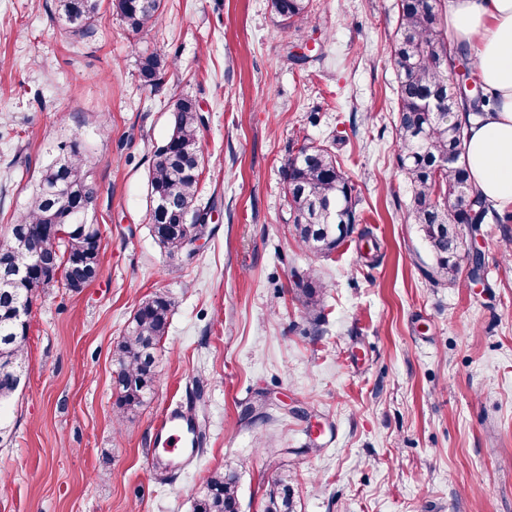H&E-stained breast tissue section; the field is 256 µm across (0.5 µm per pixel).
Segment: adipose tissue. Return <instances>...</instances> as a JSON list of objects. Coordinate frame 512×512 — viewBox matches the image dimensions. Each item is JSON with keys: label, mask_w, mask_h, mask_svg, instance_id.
Returning a JSON list of instances; mask_svg holds the SVG:
<instances>
[{"label": "adipose tissue", "mask_w": 512, "mask_h": 512, "mask_svg": "<svg viewBox=\"0 0 512 512\" xmlns=\"http://www.w3.org/2000/svg\"><path fill=\"white\" fill-rule=\"evenodd\" d=\"M448 28L467 43L497 99L471 123L465 159L470 183L498 207H512V0H449Z\"/></svg>", "instance_id": "adipose-tissue-1"}]
</instances>
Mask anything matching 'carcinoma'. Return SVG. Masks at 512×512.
I'll list each match as a JSON object with an SVG mask.
<instances>
[{
	"label": "carcinoma",
	"instance_id": "cac0c4a2",
	"mask_svg": "<svg viewBox=\"0 0 512 512\" xmlns=\"http://www.w3.org/2000/svg\"><path fill=\"white\" fill-rule=\"evenodd\" d=\"M101 0H59V12L74 32L98 20ZM437 0H399L392 39L397 87L398 171L411 190L408 219L418 225L434 257L437 277L456 279L464 251L461 228L500 214L469 182L465 163L468 121L485 118L494 99L480 71L461 45H448ZM112 8L131 31L145 32L160 16L162 0H111ZM310 0H272L287 28L308 19ZM169 63L156 49L139 59L144 81L159 86ZM474 88L465 98L467 81ZM173 129L157 150L149 173L150 199L171 205L149 209L155 242L167 254L187 251L188 233L202 232L207 213L195 208L204 169L199 133L202 116L196 102L175 99ZM89 159L78 138L59 147L42 171L27 206L9 228L8 237L21 243L20 260L30 274L7 290L0 289V443L11 434L9 410L25 385L29 325L16 317L20 304L34 302L59 283L79 290L76 282H92L100 272L101 232L81 209L84 197L96 194L89 180ZM283 186L298 243L318 258L336 252L353 233L358 198L355 186L336 152L324 144L304 143L287 160ZM305 313L319 318L323 285L315 270L296 282ZM176 307L174 297L157 293L143 301L112 352L115 366L114 416L121 422L148 403L155 393L157 352L167 336ZM238 476L224 469L210 471L194 500L193 512H238ZM264 512H297L288 476L273 482Z\"/></svg>",
	"mask_w": 512,
	"mask_h": 512
}]
</instances>
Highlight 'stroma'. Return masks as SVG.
I'll use <instances>...</instances> for the list:
<instances>
[{
  "instance_id": "obj_1",
  "label": "stroma",
  "mask_w": 512,
  "mask_h": 512,
  "mask_svg": "<svg viewBox=\"0 0 512 512\" xmlns=\"http://www.w3.org/2000/svg\"><path fill=\"white\" fill-rule=\"evenodd\" d=\"M394 3L312 0L293 31L271 0H164L139 34L105 4L79 36L57 0H0V238L76 137L102 246L95 281L32 307L0 512H193L216 468L237 471L240 512H261L284 473L297 512H512V222L464 229L480 283L466 260L455 281L429 277L396 166ZM154 48L171 60L155 89L138 66ZM179 97L204 118L208 220L190 256L163 252L148 224ZM306 140L335 142L357 189L355 232L327 258L288 222L280 170ZM311 267L317 323L294 285ZM161 292L177 306L156 394L114 424L112 348ZM187 400L203 446L155 479L153 427Z\"/></svg>"
}]
</instances>
